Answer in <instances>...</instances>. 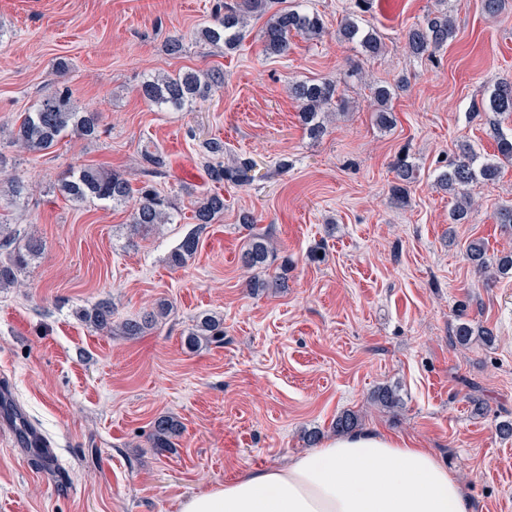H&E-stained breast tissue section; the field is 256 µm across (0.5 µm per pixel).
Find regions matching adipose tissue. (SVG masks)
<instances>
[{
	"mask_svg": "<svg viewBox=\"0 0 512 512\" xmlns=\"http://www.w3.org/2000/svg\"><path fill=\"white\" fill-rule=\"evenodd\" d=\"M180 512H474L426 448L375 431L326 440L286 464L197 491Z\"/></svg>",
	"mask_w": 512,
	"mask_h": 512,
	"instance_id": "obj_1",
	"label": "adipose tissue"
}]
</instances>
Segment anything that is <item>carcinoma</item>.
Here are the masks:
<instances>
[{
	"mask_svg": "<svg viewBox=\"0 0 512 512\" xmlns=\"http://www.w3.org/2000/svg\"><path fill=\"white\" fill-rule=\"evenodd\" d=\"M279 0H226L216 4L218 23L201 32V38L209 43L224 44V51L232 52L240 46L247 20L255 15L266 17L262 30L264 52L267 55H283L288 52L289 38L293 35L317 37L323 33L322 18L315 12L299 8L277 7ZM340 38L358 45L368 56H377L383 49L380 36L372 29L363 27L359 17L350 13L341 21L338 29ZM456 27L448 12L431 14L422 25L410 28L405 35L408 51L416 56L430 55L455 37ZM218 85L211 74L201 75L187 71L175 76L158 75L142 82L139 94L160 111H179L199 101H205ZM291 95L300 104V121L309 136L318 138L325 133L322 113L332 105L343 106L337 96L336 86L326 81H300L291 86ZM373 102L377 106V122L386 126L392 121L388 103L392 91L385 85L372 87ZM489 107L498 116L512 118V82L497 83L489 96ZM101 115L98 112H81L75 105L69 89H57L46 94L36 108L25 114L14 132V140L24 149L41 154L52 148L66 133L76 131L83 137H95L99 133ZM200 157L209 180L222 186L224 183H239L248 179L253 164L247 160L232 165L224 164V142L212 138L200 143ZM512 162V136L500 134L496 139V154L480 159L474 147L460 144L458 159L440 172L436 184L455 198L449 212L451 223L465 220L470 209L473 192L480 187L494 184L500 178L502 165ZM140 172L147 180L133 188L129 179L117 171L98 167H84L74 170L59 180L58 189L68 200L76 204L95 201L110 202L130 208V234L148 233L161 224L175 221L174 201L158 192L151 184L166 167V157L159 150L148 148L140 151ZM395 184L392 192L399 202L407 200L411 185L416 182L417 170L406 153H401L393 164ZM31 185L20 174L3 179L0 177V204L12 206L28 197ZM224 213V195L213 191L195 200L190 219L194 227L178 242L169 257L170 265L180 267L196 254L200 234L205 226L214 223ZM41 251V242L28 232L22 224H0V288L15 283L18 272L24 270ZM274 251L262 234L252 235L244 246L240 262L242 267L256 272L247 287L254 292L265 288L284 286L286 277L278 275L273 280L262 277L273 261ZM466 258L478 272L487 270V250L480 238L470 241ZM169 305L160 303L152 310L140 315L127 317L112 327L114 311L107 302H98L79 310V317L90 327L110 332L119 330L123 336H140L156 326L168 315ZM493 338L487 328H475L463 321L456 325L454 343L464 346L472 336ZM221 343L224 341V326L214 316H202L188 331L185 344L197 347L201 342ZM372 400L385 408H397L400 398L390 386L378 388ZM359 426L357 414L347 410L336 416L333 429L339 434L356 431ZM181 423L170 415H160L152 422L150 442L154 448H171L173 439L180 436Z\"/></svg>",
	"mask_w": 512,
	"mask_h": 512,
	"instance_id": "carcinoma-1",
	"label": "carcinoma"
}]
</instances>
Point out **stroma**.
<instances>
[{"mask_svg": "<svg viewBox=\"0 0 512 512\" xmlns=\"http://www.w3.org/2000/svg\"><path fill=\"white\" fill-rule=\"evenodd\" d=\"M216 2L0 0V156L5 173L33 186L1 215L43 244L19 286L0 289V422L17 409L54 450L53 466L38 469L25 446L0 435V512H179L196 491L307 452V430L333 437L346 410L361 429L430 449L475 512H512V438L496 433L512 419V273H480L465 258L475 238L489 260L512 251V229L496 220L512 206V164L479 189L462 224L450 223L455 200L435 184L460 143L496 151L488 96L512 81V0L494 16L481 0H287L317 12L324 33L292 38L282 56L264 54L255 17L234 53L201 40ZM352 10L380 34L379 55L338 38ZM438 10L453 18L455 37L433 55H410L406 30ZM173 36L183 43L175 55ZM190 69L221 74L206 102L160 112L140 97L145 77ZM310 79L347 100L318 139L289 93ZM375 83L397 89L388 129L376 123ZM58 86L101 114L99 136L72 134L30 154L13 133ZM211 137L223 140L225 162L254 167L248 182L224 185L223 214L174 268L168 257L192 205L211 189L199 155ZM147 145L167 157L155 184L179 206L174 223L133 237L129 208L56 192L84 165L139 185ZM403 150L417 180L399 206L392 163ZM247 211L251 230L239 222ZM253 230L287 261V287L249 291L238 255ZM100 300L118 321L162 300L170 313L128 338L80 321L79 309ZM202 313L223 318L224 342L187 348ZM462 320L491 328L494 341L453 344ZM385 385L400 407L373 403ZM162 414L183 426L163 450L148 443Z\"/></svg>", "mask_w": 512, "mask_h": 512, "instance_id": "35a3bbf8", "label": "stroma"}]
</instances>
